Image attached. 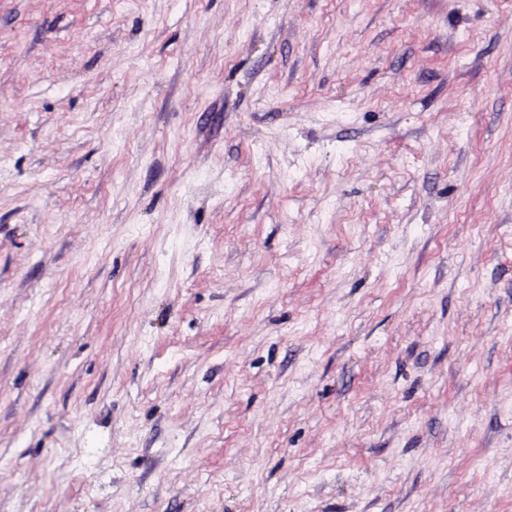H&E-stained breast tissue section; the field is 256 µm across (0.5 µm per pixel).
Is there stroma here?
<instances>
[{
    "label": "stroma",
    "mask_w": 512,
    "mask_h": 512,
    "mask_svg": "<svg viewBox=\"0 0 512 512\" xmlns=\"http://www.w3.org/2000/svg\"><path fill=\"white\" fill-rule=\"evenodd\" d=\"M0 512H512V0H0Z\"/></svg>",
    "instance_id": "stroma-1"
}]
</instances>
